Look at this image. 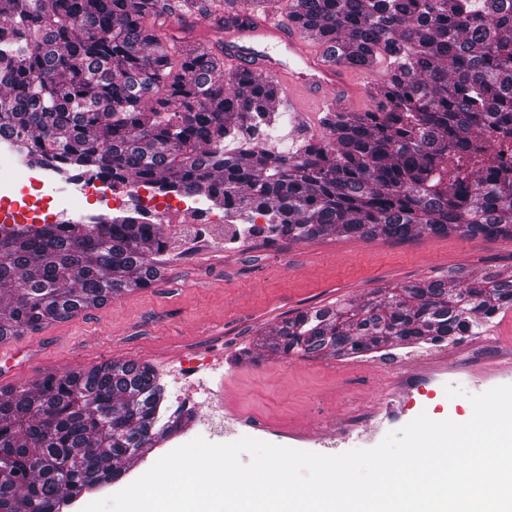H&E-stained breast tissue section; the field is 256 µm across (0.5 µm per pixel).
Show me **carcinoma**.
Masks as SVG:
<instances>
[{
    "label": "carcinoma",
    "mask_w": 512,
    "mask_h": 512,
    "mask_svg": "<svg viewBox=\"0 0 512 512\" xmlns=\"http://www.w3.org/2000/svg\"><path fill=\"white\" fill-rule=\"evenodd\" d=\"M0 27V134L33 164L103 172L112 185L202 193L243 232L303 241H401L414 233L512 238V0H288L351 65L386 62L379 101L326 112L324 134L296 128L292 151L243 144L278 121L267 83L224 73V23L200 40L167 32L166 14H204L209 0H10ZM261 12L282 0H222ZM227 141L238 143L225 149ZM260 216L265 224H254ZM169 247L133 213L112 223L0 232V339L100 306L132 282L154 283ZM512 309V274L451 275L357 303L300 311L256 346L285 356L394 358L410 348L483 336ZM149 363H101L0 396V512H60L123 465L185 430L163 417Z\"/></svg>",
    "instance_id": "cac0c4a2"
}]
</instances>
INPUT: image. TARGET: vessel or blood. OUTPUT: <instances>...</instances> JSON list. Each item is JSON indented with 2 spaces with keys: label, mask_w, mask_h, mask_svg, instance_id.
Listing matches in <instances>:
<instances>
[{
  "label": "vessel or blood",
  "mask_w": 512,
  "mask_h": 512,
  "mask_svg": "<svg viewBox=\"0 0 512 512\" xmlns=\"http://www.w3.org/2000/svg\"><path fill=\"white\" fill-rule=\"evenodd\" d=\"M223 59L225 70L261 75L298 112H355L372 101L370 70L337 61L317 32L288 17L240 10L224 32ZM24 352L23 342H0V358L8 362L0 389L12 384L13 362Z\"/></svg>",
  "instance_id": "1"
}]
</instances>
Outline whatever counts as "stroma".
Segmentation results:
<instances>
[{
    "instance_id": "stroma-1",
    "label": "stroma",
    "mask_w": 512,
    "mask_h": 512,
    "mask_svg": "<svg viewBox=\"0 0 512 512\" xmlns=\"http://www.w3.org/2000/svg\"><path fill=\"white\" fill-rule=\"evenodd\" d=\"M164 236L169 247L163 255V278L147 288L129 286L105 305L55 323L53 334L35 339L38 353L21 374V383L105 362H146L156 369L172 403L180 393L172 371L186 359H201L220 349L226 356L220 365L225 403L264 412L277 425L312 434L310 440L296 441L274 430L261 434V441L326 455L375 447L389 432L422 414L435 421L467 422L471 396L512 385V375L481 378L463 353L444 359V372L429 382L408 377V391L387 400L376 385L386 364L376 358H300L268 352L256 361L231 360L236 351L251 346L256 332H272L285 316L342 296L361 303L373 289L401 286L451 268L470 281L512 274V240L423 233L403 242L335 235L299 242L254 237L241 248L227 250L220 228L203 240L193 225L165 231ZM450 379L461 390L451 399L441 391ZM345 413L359 415L361 427L343 439L323 438L322 427ZM208 435L202 419H194L184 432L129 466L120 479L80 494L63 512H82L127 487L173 449Z\"/></svg>"
}]
</instances>
